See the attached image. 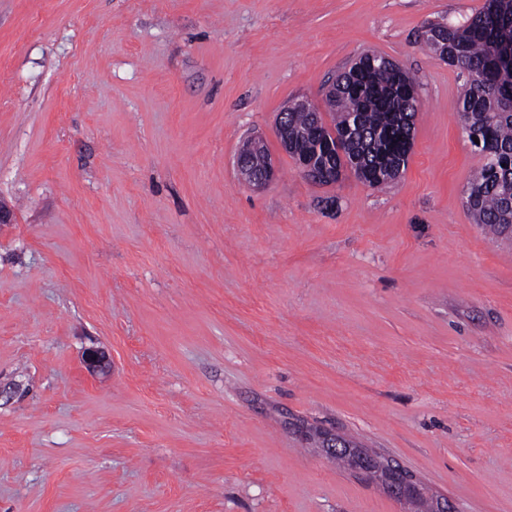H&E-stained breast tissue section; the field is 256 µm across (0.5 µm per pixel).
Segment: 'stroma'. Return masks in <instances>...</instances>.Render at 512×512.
<instances>
[{"mask_svg":"<svg viewBox=\"0 0 512 512\" xmlns=\"http://www.w3.org/2000/svg\"><path fill=\"white\" fill-rule=\"evenodd\" d=\"M484 3L0 0V512H405L324 433L512 512V245L423 38ZM367 51L416 83L407 167L311 183L276 116ZM238 168L246 182L254 188H262L276 177V168L270 157L262 159L260 166H254L245 158H238ZM323 449L326 457L347 462L351 469L360 475L367 474L368 470L380 461V456L377 454L361 448H351L343 439L337 436H328L324 441ZM355 454H360L362 457V465L353 463Z\"/></svg>","mask_w":512,"mask_h":512,"instance_id":"1","label":"stroma"}]
</instances>
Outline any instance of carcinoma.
I'll return each instance as SVG.
<instances>
[{
	"label": "carcinoma",
	"mask_w": 512,
	"mask_h": 512,
	"mask_svg": "<svg viewBox=\"0 0 512 512\" xmlns=\"http://www.w3.org/2000/svg\"><path fill=\"white\" fill-rule=\"evenodd\" d=\"M505 42L512 43V0H486L464 23H437L425 38L429 51L448 65L480 68L478 76L464 77L456 112L475 150L488 147L491 153L469 178L464 203L486 234L512 242V70L488 66L493 45ZM376 59L383 56H358L336 78V93L328 101L339 148L356 177L372 187L390 183L407 163L404 146L414 118L409 99L413 79L404 69L381 66ZM288 125L311 131L315 114L295 108L288 112Z\"/></svg>",
	"instance_id": "cac0c4a2"
}]
</instances>
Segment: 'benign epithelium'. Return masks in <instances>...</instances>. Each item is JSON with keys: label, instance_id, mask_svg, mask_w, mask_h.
I'll return each instance as SVG.
<instances>
[{"label": "benign epithelium", "instance_id": "obj_1", "mask_svg": "<svg viewBox=\"0 0 512 512\" xmlns=\"http://www.w3.org/2000/svg\"><path fill=\"white\" fill-rule=\"evenodd\" d=\"M276 134L284 150L294 156L299 172L311 182L333 185L349 172V169L338 168L330 161V158L336 156L334 139L323 141L314 153L300 151L297 147L298 139L288 126L286 110L278 115ZM237 164L246 182L254 188H262L276 177V168L269 157L262 159L258 167L245 158L238 159ZM323 449L326 457L347 462L351 469L360 475L368 473V470L380 461L377 454L353 448L337 436H328ZM389 492L395 500L412 505L410 512H452L448 499L427 495L414 475L397 465L392 466Z\"/></svg>", "mask_w": 512, "mask_h": 512}]
</instances>
